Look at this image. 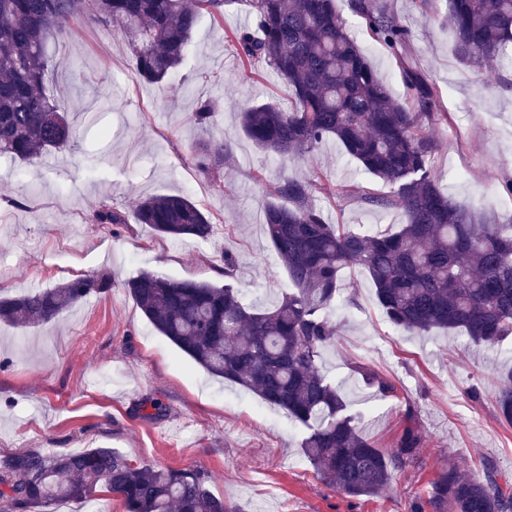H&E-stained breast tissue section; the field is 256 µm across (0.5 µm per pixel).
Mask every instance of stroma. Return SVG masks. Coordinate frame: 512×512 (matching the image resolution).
Masks as SVG:
<instances>
[{
	"mask_svg": "<svg viewBox=\"0 0 512 512\" xmlns=\"http://www.w3.org/2000/svg\"><path fill=\"white\" fill-rule=\"evenodd\" d=\"M411 32L409 53L439 89L452 125L433 127V176L463 205L492 221H512V61L476 68L453 50L448 27L431 21L417 0H386ZM338 10L369 61L402 93L394 56L369 39L350 0ZM252 19L247 0H233L224 20L202 18L178 70L159 84L139 78L119 27L75 18L50 39L60 64L45 90L73 121L72 148L31 162L0 163V294L17 296L79 275L105 277L108 288L34 328L0 323V458L26 450L82 452L106 447L158 468H195L216 496L242 512H410L427 503L434 473L455 463L464 475L492 460L512 474V425L497 399L499 371L512 365V336L492 348L456 333L410 336L389 325L368 271L344 267L332 312L341 332L322 353L358 427L389 449L406 426L423 438L419 464L395 472L378 495L352 499L328 486L305 458L302 428L252 392L208 375L155 331L125 287L141 270L173 280L222 285L233 255L247 302L273 305L288 277L264 232L265 188L283 176H320L331 192L317 202L329 221L360 231L396 230L402 215L375 210L345 187L379 188L334 139L301 164L282 163L243 133V105L270 101L289 109L287 83L266 62L242 68L226 35ZM218 115L195 124L197 105ZM231 146L222 179L201 175L189 158L202 144ZM183 193L212 217L205 241L154 236L133 220L139 198ZM129 215L122 225L94 224L102 201ZM389 380L383 397L362 371ZM478 398H471V388ZM163 405L154 413L153 402Z\"/></svg>",
	"mask_w": 512,
	"mask_h": 512,
	"instance_id": "obj_1",
	"label": "stroma"
}]
</instances>
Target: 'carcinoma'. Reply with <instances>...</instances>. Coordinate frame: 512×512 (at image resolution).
I'll return each instance as SVG.
<instances>
[{"label":"carcinoma","mask_w":512,"mask_h":512,"mask_svg":"<svg viewBox=\"0 0 512 512\" xmlns=\"http://www.w3.org/2000/svg\"><path fill=\"white\" fill-rule=\"evenodd\" d=\"M233 0H0V159L32 161L71 145L66 113L43 92L53 61L50 37L63 35L83 14L123 31L142 79L159 83L182 63L201 12L224 17ZM368 34L400 62L404 100L376 74L336 8V0H249L252 22L232 33L243 66L268 63L291 90L294 106L248 105L245 136L282 160L310 155L327 138L338 141L384 192L346 189L373 209L398 210L393 232L363 233L328 222L314 202L327 191L304 175L266 189L264 231L291 288L271 308L248 303L235 286V260L224 256V285L171 280L141 271L126 281L153 328L213 377L228 380L282 409L305 428L303 454L339 492L376 495L396 471L416 463L422 437L404 429L383 451L356 424L321 370L322 351L339 333L331 311L341 270L364 267L378 303L397 329L416 335L459 332L477 346L512 336V224H488L474 208L445 195L431 170V129L451 117L436 111L438 88L408 57L411 33L381 0H350ZM434 19L454 34L455 53L482 68L512 56V0H448ZM216 105L202 101L196 124L213 123ZM228 144L192 157L217 180ZM136 221L158 237L209 239L211 218L183 194L145 198ZM94 224H124L105 201ZM106 280L78 277L28 294L0 297V322L27 328L49 322ZM500 416L512 423V368L499 375ZM431 512H512V478L494 465L462 475L444 466L431 482ZM104 489L125 512H242L215 496L197 469L135 464L105 447L82 453L16 452L0 459V512H46L59 501Z\"/></svg>","instance_id":"obj_1"}]
</instances>
